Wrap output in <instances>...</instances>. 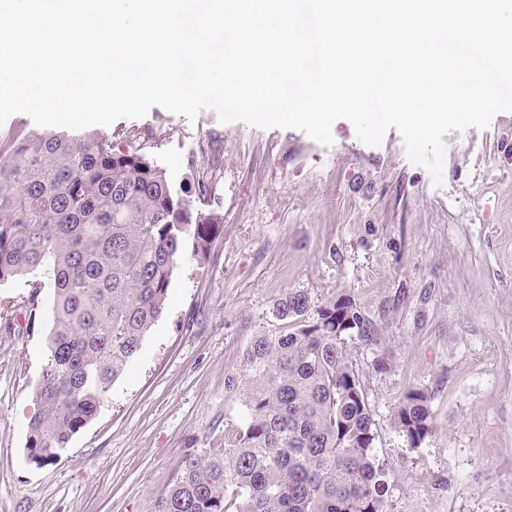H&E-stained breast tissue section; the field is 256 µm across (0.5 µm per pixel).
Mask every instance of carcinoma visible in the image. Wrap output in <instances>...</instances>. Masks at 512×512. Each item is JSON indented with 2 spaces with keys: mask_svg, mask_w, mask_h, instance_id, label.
Instances as JSON below:
<instances>
[{
  "mask_svg": "<svg viewBox=\"0 0 512 512\" xmlns=\"http://www.w3.org/2000/svg\"><path fill=\"white\" fill-rule=\"evenodd\" d=\"M209 182L176 190L139 152L91 130L0 129V282L41 271L52 288L47 363L35 387L29 459L57 462L162 315L186 246L204 261L223 216L200 202ZM272 314L299 328L250 342L225 388L247 418L220 454H188L156 512H384L375 426L344 341L378 330L348 296L311 310L288 292ZM394 424L418 447L429 398L410 391Z\"/></svg>",
  "mask_w": 512,
  "mask_h": 512,
  "instance_id": "carcinoma-1",
  "label": "carcinoma"
}]
</instances>
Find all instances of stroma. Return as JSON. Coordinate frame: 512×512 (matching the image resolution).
Returning a JSON list of instances; mask_svg holds the SVG:
<instances>
[{
	"mask_svg": "<svg viewBox=\"0 0 512 512\" xmlns=\"http://www.w3.org/2000/svg\"><path fill=\"white\" fill-rule=\"evenodd\" d=\"M175 186L206 175L224 224L207 261L184 253L142 348L56 463L27 452L46 364L41 272L0 284V512H155L181 458L232 447L246 409L225 379L289 292L349 295L379 347L346 340L375 423L386 512H512V112L445 135L444 182L410 163L397 130L363 144L338 120L325 146L296 129L196 120L152 107L109 126ZM432 428L393 424L408 391ZM393 421L407 438L410 447H418L431 430L428 395L420 390L410 391L398 406Z\"/></svg>",
	"mask_w": 512,
	"mask_h": 512,
	"instance_id": "1",
	"label": "stroma"
}]
</instances>
